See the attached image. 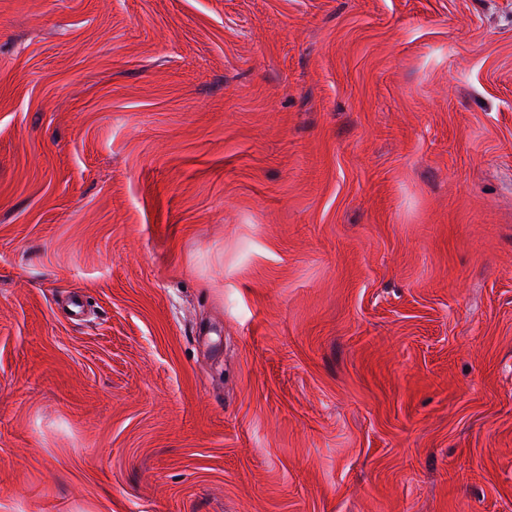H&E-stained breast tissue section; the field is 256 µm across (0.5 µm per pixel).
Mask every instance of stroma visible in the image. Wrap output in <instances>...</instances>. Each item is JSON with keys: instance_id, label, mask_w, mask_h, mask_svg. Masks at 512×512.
<instances>
[{"instance_id": "stroma-1", "label": "stroma", "mask_w": 512, "mask_h": 512, "mask_svg": "<svg viewBox=\"0 0 512 512\" xmlns=\"http://www.w3.org/2000/svg\"><path fill=\"white\" fill-rule=\"evenodd\" d=\"M0 512H512V0H0Z\"/></svg>"}]
</instances>
